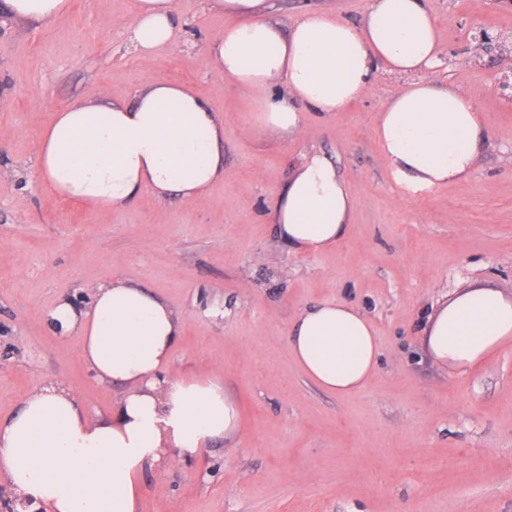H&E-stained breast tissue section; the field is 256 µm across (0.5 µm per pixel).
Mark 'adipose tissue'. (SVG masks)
Segmentation results:
<instances>
[{
  "instance_id": "adipose-tissue-1",
  "label": "adipose tissue",
  "mask_w": 512,
  "mask_h": 512,
  "mask_svg": "<svg viewBox=\"0 0 512 512\" xmlns=\"http://www.w3.org/2000/svg\"><path fill=\"white\" fill-rule=\"evenodd\" d=\"M69 7L70 0H0V18L46 24ZM208 7L235 19L208 44L210 65L257 97L269 130L297 132L305 108L342 111L383 68L409 78L376 120L395 180L423 191L474 170L482 118L471 92L434 78L438 33L426 0H369L357 25L310 11L285 29L267 20L268 0ZM175 28L174 0H134L128 34L142 59ZM36 167L59 194L93 208L124 207L146 190L162 200L196 197L224 177V126L194 92L150 81L132 102L57 112ZM356 204L334 162L315 152L279 187L268 218L289 251L319 254L347 238ZM50 318L60 333L78 332L90 371L124 394L109 416L93 417L64 383H51L0 421V479L20 498L47 512H136L145 471L237 433L239 409L223 384L169 376L183 317L147 288L116 278L94 287L89 307L65 301ZM510 343L512 297L492 286L447 300L424 329L429 357L457 375ZM288 344L303 373L338 397L363 390L377 370L371 321L335 298L300 311Z\"/></svg>"
}]
</instances>
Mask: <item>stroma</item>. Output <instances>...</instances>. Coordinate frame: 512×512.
<instances>
[{
	"instance_id": "35a3bbf8",
	"label": "stroma",
	"mask_w": 512,
	"mask_h": 512,
	"mask_svg": "<svg viewBox=\"0 0 512 512\" xmlns=\"http://www.w3.org/2000/svg\"><path fill=\"white\" fill-rule=\"evenodd\" d=\"M172 42L142 61L128 42L134 0H70L47 25H0V420L59 380L92 416L120 391L98 382L76 334L49 312L121 278L184 317L169 373L221 381L241 424L194 459L145 472L138 512H512V346L460 376L427 356L422 328L459 292L512 295V0H428L440 82L472 91L485 142L465 179L428 191L396 182L375 134L406 82L378 73L339 112L303 111L299 130L262 129L251 96L215 71L208 42L231 17L175 0ZM272 21L325 10L360 23L368 0H273ZM487 30L491 48L474 53ZM150 80L198 93L224 124V178L200 197L146 191L120 209L61 197L34 165L54 112L127 101ZM326 153L357 198L349 236L296 254L267 221L278 187ZM325 297L360 310L379 347L362 392L337 397L295 363L296 315Z\"/></svg>"
}]
</instances>
